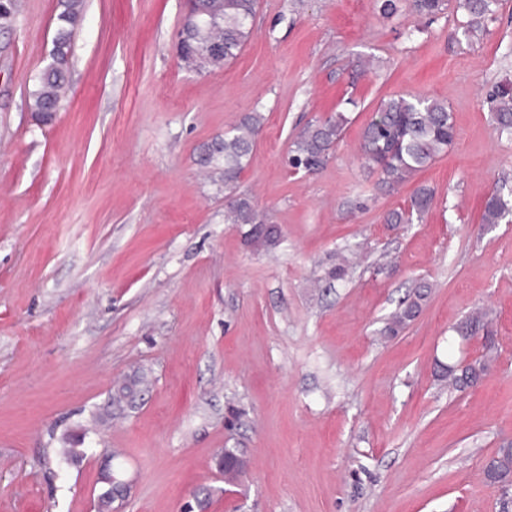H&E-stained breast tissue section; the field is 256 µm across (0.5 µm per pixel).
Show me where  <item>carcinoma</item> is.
Masks as SVG:
<instances>
[{
	"instance_id": "cac0c4a2",
	"label": "carcinoma",
	"mask_w": 512,
	"mask_h": 512,
	"mask_svg": "<svg viewBox=\"0 0 512 512\" xmlns=\"http://www.w3.org/2000/svg\"><path fill=\"white\" fill-rule=\"evenodd\" d=\"M497 0H462L468 19L461 26V35L469 40L485 20L494 14ZM411 7L420 15L436 19L444 13L446 0H412ZM58 28L53 45L56 60L45 65L34 87L28 91L27 106L51 123L59 110L69 69L71 43L83 18L84 0H57ZM20 11V0H0V31L14 26ZM258 12V0H189L188 12L178 34L176 53L183 68L192 71L199 64L198 55L208 46L218 45L220 51L211 54L205 64L213 73L238 58L250 40ZM488 112L494 130L512 136V83L495 86L489 95ZM262 116L257 112L244 115L224 132V138L206 148L203 165L218 176L224 186V223L249 226L246 237L254 243L273 247L279 234L268 229L269 222L261 215L253 198L239 191L242 173L248 167ZM349 118L336 112L309 122L295 137L289 165L312 174L320 170L331 151L341 140ZM456 131L447 103L429 97L410 95L382 100L362 132L361 152L365 164L379 174L381 187L392 190L419 171L430 167L448 152ZM434 202L433 191L418 188L408 205L386 214L388 224H411L428 213ZM512 218V189L495 190L485 201L482 222L491 226ZM351 263L340 253L336 266L326 278L342 280ZM428 296V286L421 285L385 319L381 334L397 336L419 315ZM458 336H484V354L470 367L461 370L448 365L437 377L448 386V392L464 391L475 382L493 361L496 343L489 328L487 313L478 310L466 316L454 328ZM485 481L498 488L512 487V447L501 448L487 459L482 468ZM123 500L107 485L97 498V512H114V503Z\"/></svg>"
}]
</instances>
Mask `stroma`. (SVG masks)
Instances as JSON below:
<instances>
[{
  "instance_id": "35a3bbf8",
  "label": "stroma",
  "mask_w": 512,
  "mask_h": 512,
  "mask_svg": "<svg viewBox=\"0 0 512 512\" xmlns=\"http://www.w3.org/2000/svg\"><path fill=\"white\" fill-rule=\"evenodd\" d=\"M186 0H86L63 109L37 124L27 92L46 64L56 0H23L0 31V512H96L104 452L129 486L119 512H500L482 474L512 445V223L484 203L512 186V137L484 104L512 81V0L458 41V0L436 21L407 0H260L234 63L178 65ZM444 101L448 153L387 191L362 164L379 102ZM263 120L240 181L280 232L248 244L224 221L205 145ZM350 122L326 165L294 174L309 121ZM434 190L422 222L388 211ZM363 260L327 286L338 251ZM419 317H386L421 283ZM491 373L448 393L437 362L483 354L452 332L475 308ZM84 432L86 455L57 462ZM247 462L226 486L214 457Z\"/></svg>"
}]
</instances>
